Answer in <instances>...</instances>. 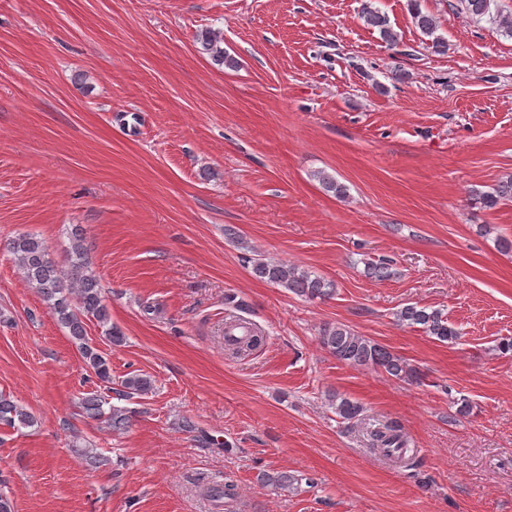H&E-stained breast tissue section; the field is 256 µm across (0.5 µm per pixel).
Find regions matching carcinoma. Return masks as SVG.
Returning a JSON list of instances; mask_svg holds the SVG:
<instances>
[{
	"instance_id": "cac0c4a2",
	"label": "carcinoma",
	"mask_w": 512,
	"mask_h": 512,
	"mask_svg": "<svg viewBox=\"0 0 512 512\" xmlns=\"http://www.w3.org/2000/svg\"><path fill=\"white\" fill-rule=\"evenodd\" d=\"M412 17L421 33L431 38L429 48L443 52L447 48L445 40L437 35V21L422 12L416 0H410ZM495 0H461L465 11L476 18H489L499 31L512 38V16L499 12L492 13L491 5ZM361 19L364 24L379 32L381 40L394 47L398 44L397 32L388 18L374 6L373 0H362ZM203 50L218 63H233V59L224 52L223 35L215 31H206L199 36ZM313 178L323 188L335 194L339 199L348 197V188L325 171L313 173ZM472 204L481 209H494L504 201H512V175L501 179L488 191L474 189L470 191ZM7 251L14 257L17 266L24 274L28 284L36 289L43 301L53 312L57 322L68 330L85 366L95 376L112 383V363L108 355L102 352L87 335L85 319L94 318L105 328V336L113 345L123 343L121 331L112 325L107 306L103 302L96 272L92 269L87 256V246L82 231L72 232L66 266H60L50 257L48 246L39 235L30 232L19 233L6 243ZM252 275L308 299L326 298L334 293L333 283L320 275L295 264L270 261L255 254L251 258ZM369 275L382 280L391 275V263L386 258L365 262ZM399 324L419 328L426 335L442 343H453L459 338L458 330L448 323L441 312L408 304L396 313ZM324 350L337 360L354 367L374 368L387 376L414 382L420 378L419 371L403 357L387 347L356 333L341 323L324 326L319 334ZM153 388L150 376L129 373L118 383L115 395L130 398L145 395ZM331 405L340 419L355 424L363 412L361 405L339 394L332 396ZM81 406L87 417L99 421L112 430L125 431L130 427L133 411L114 405L103 394L87 393L81 398ZM0 424L10 428L32 427L36 418L22 405L11 398L0 395ZM372 446L383 449L387 455L401 465L413 468L416 463L408 456L409 440L402 426L396 421H387L369 430ZM296 478L286 472H268L261 475L260 482L266 486L289 488Z\"/></svg>"
}]
</instances>
